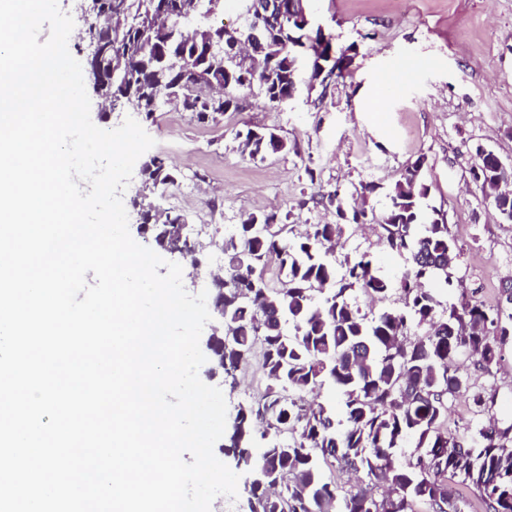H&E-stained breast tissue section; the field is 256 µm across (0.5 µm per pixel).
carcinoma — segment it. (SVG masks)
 I'll return each mask as SVG.
<instances>
[{
    "instance_id": "cac0c4a2",
    "label": "carcinoma",
    "mask_w": 512,
    "mask_h": 512,
    "mask_svg": "<svg viewBox=\"0 0 512 512\" xmlns=\"http://www.w3.org/2000/svg\"><path fill=\"white\" fill-rule=\"evenodd\" d=\"M115 0L112 8V78L98 90L108 108H129L143 120L175 105L199 123L239 109L237 93H257L280 106L298 89V71L288 56L305 51L323 57L332 43L294 19L262 40L265 67L251 70L247 57L197 42L209 30L218 47L245 41L251 25L213 22L224 0ZM256 160L289 150L270 129L235 133ZM418 157L388 190V207L377 214L350 205L336 189L320 203L344 223L305 224L290 232L279 212L250 214L224 233L222 335L211 340L224 381L262 353L265 392L238 404L227 453L248 475V512H463L466 497L448 488V474H461L485 512H512V423L483 421L497 388L479 385L467 373L473 362L485 373L512 347V294L490 308L476 290L462 289L451 302L430 288L452 283L459 252L443 215L422 208L430 188ZM140 215L145 232L165 247L177 237L184 215L154 211L159 183L175 184L164 158L142 162ZM374 222L381 240L404 257L400 278L382 274L367 253L336 259V244L348 227ZM363 293L393 305L363 311ZM469 395L478 427V453L455 456L448 441V410ZM409 436L418 448L447 449L445 462H395L392 450ZM331 463L343 481L325 476Z\"/></svg>"
}]
</instances>
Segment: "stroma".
<instances>
[{"mask_svg": "<svg viewBox=\"0 0 512 512\" xmlns=\"http://www.w3.org/2000/svg\"><path fill=\"white\" fill-rule=\"evenodd\" d=\"M314 8L336 51H353L349 73L288 107L244 95L217 124L163 107L144 126L152 154L177 174L159 204L200 225L204 243L248 213L281 211L291 227L333 224L335 210L314 201L318 189L377 184L366 206L380 212L387 189L423 156L424 206L443 211L463 248L457 273L497 305L512 281V223L483 199L472 170L483 149L512 160V0H315ZM395 66L415 70V82L381 88ZM248 125L275 129L296 151L250 159L235 138ZM343 242V253L370 252L391 279L405 267L379 232L354 227Z\"/></svg>", "mask_w": 512, "mask_h": 512, "instance_id": "obj_1", "label": "stroma"}]
</instances>
